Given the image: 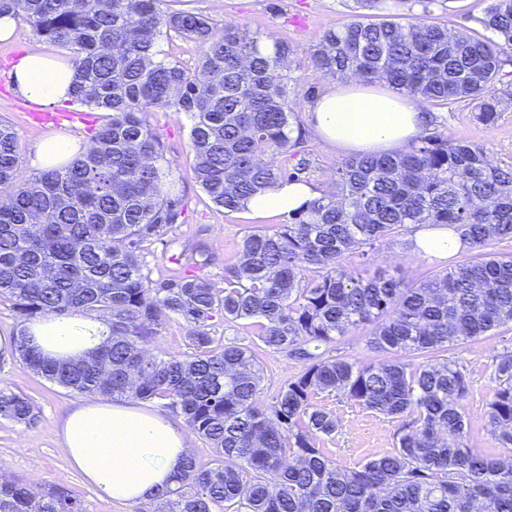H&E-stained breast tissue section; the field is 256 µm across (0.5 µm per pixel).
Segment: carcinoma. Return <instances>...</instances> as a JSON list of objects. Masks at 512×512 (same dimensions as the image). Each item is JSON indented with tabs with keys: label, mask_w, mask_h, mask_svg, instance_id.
I'll return each mask as SVG.
<instances>
[{
	"label": "carcinoma",
	"mask_w": 512,
	"mask_h": 512,
	"mask_svg": "<svg viewBox=\"0 0 512 512\" xmlns=\"http://www.w3.org/2000/svg\"><path fill=\"white\" fill-rule=\"evenodd\" d=\"M160 0H0V18L25 22L69 50L72 100L108 113L93 144L35 177L22 174L16 135L0 125V301L20 329L15 354L45 380L103 398L162 400L216 453L192 454L166 512H512V461L472 448L464 402L467 370L444 352L512 324V255L488 252L512 239V166L466 140L425 136L403 152L346 158L335 190L241 245L217 292L192 271L154 282L144 243L179 223L183 198L164 142L145 115L175 109L190 119L193 175L211 202L239 211L245 201L292 183L288 154L303 144L293 128L291 48L235 23L216 31L190 9L162 12ZM487 34H450L419 16L350 22L324 32L312 51L323 76L380 81L420 102L482 100L476 118H499L487 93L512 51V0H487ZM196 44L189 73L161 42ZM446 226L475 251L467 261L416 282L347 267L370 263L375 246L418 226ZM75 310L104 319L109 335L81 358H48L30 346L27 324ZM257 328L259 347L301 365L275 401L259 402L262 369L249 347L215 346L214 313ZM177 317L193 352L154 356L158 328ZM368 329V349L388 358L364 364L325 356ZM497 389L487 426L512 449V351L493 360ZM334 392L400 422L396 448L356 468L334 463L317 442L336 417L315 403ZM0 418L36 420L29 398L0 388ZM0 512H83L58 486L33 492L0 479Z\"/></svg>",
	"instance_id": "cac0c4a2"
}]
</instances>
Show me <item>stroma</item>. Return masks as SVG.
<instances>
[{
	"mask_svg": "<svg viewBox=\"0 0 512 512\" xmlns=\"http://www.w3.org/2000/svg\"><path fill=\"white\" fill-rule=\"evenodd\" d=\"M188 7L210 17L216 27L235 22L262 37L288 43L293 54L290 74L297 79L299 93L295 99V117L305 133L302 156H289V165L306 160L302 180L318 191L331 190V178L346 151L328 145L311 127L308 105L325 87L327 80L311 64V50L324 31L353 21L360 10L355 0H223L215 8L213 0H161L159 8L168 11ZM484 0H435L428 22L448 28L449 32H481L480 19ZM46 50L58 57L69 58L67 49L49 43L33 34L24 22H17L10 40L0 41V124L11 126L18 142L20 168L25 176L37 175L30 156L38 142L60 135L84 146L105 123L106 115L90 111L85 122L67 125L53 131L23 121L22 114L30 105L16 94L12 70L23 55ZM491 95L500 101L501 115L495 126L479 123L478 103L464 106L426 104L431 120L427 134L451 139H466L483 144L494 163L512 164V62L505 63ZM146 120L160 134L166 156L174 163L186 202L182 223L173 225L163 235L145 245V259L154 281L163 283L178 278L184 270L176 257L205 240L212 261L204 273L216 289H223L224 274L232 267L245 235L254 230H275L286 223V216L269 214L254 216L245 211L227 212L215 206L192 175L193 159L189 150V119L179 111L150 112ZM414 233L408 232L385 241L372 256L370 268L385 276L411 282L448 267L461 264L466 253L460 252L439 260L418 254L413 247ZM512 350V324L502 327L484 339L469 340L450 350V357L462 363L470 373L472 388L465 402L468 443L479 450L504 456L496 448L486 426V407L496 389L492 376V358L504 349ZM263 371L261 401L273 402L278 391L299 370V364L270 351H259ZM0 385L27 395L37 413L35 424L20 427L0 418V473L8 479H19L32 490L50 482L67 489L79 499L85 512H142L141 506L108 498L91 486L84 476L73 470L61 447L60 425L79 404L92 401L89 393H75L50 383L35 374L17 356L0 357ZM317 403L331 411L339 422L334 436L319 441L318 446L340 466L353 468L379 453L393 451L395 424L385 416L365 407L324 393Z\"/></svg>",
	"mask_w": 512,
	"mask_h": 512,
	"instance_id": "35a3bbf8",
	"label": "stroma"
}]
</instances>
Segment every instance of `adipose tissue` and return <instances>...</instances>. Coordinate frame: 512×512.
I'll return each instance as SVG.
<instances>
[{"label":"adipose tissue","instance_id":"obj_1","mask_svg":"<svg viewBox=\"0 0 512 512\" xmlns=\"http://www.w3.org/2000/svg\"><path fill=\"white\" fill-rule=\"evenodd\" d=\"M75 80L71 65L55 55L32 52L15 66V92L51 107L70 100ZM317 132L332 144L361 151L393 153L408 149L423 134L428 114L393 90L373 89L359 81L333 84L309 105ZM312 186L290 183L255 196L247 204L254 215H288L313 200ZM36 350L51 357L80 356L108 335L104 321L83 313L48 315L29 327ZM63 448L72 467L113 500L151 503L170 487L176 467L188 451L186 436L170 420L129 404L86 403L61 424Z\"/></svg>","mask_w":512,"mask_h":512}]
</instances>
